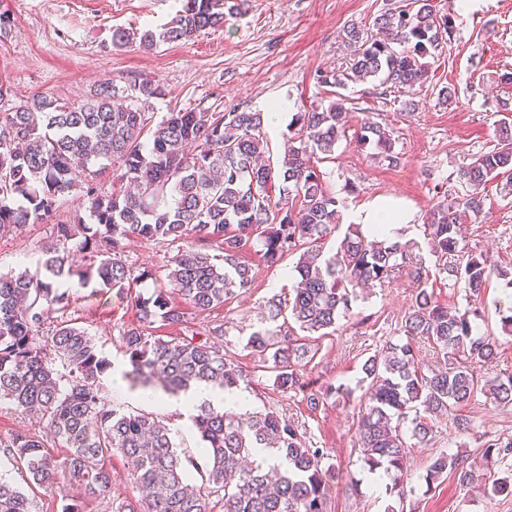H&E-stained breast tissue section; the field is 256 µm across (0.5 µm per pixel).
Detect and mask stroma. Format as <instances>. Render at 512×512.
Here are the masks:
<instances>
[{"label":"stroma","instance_id":"1","mask_svg":"<svg viewBox=\"0 0 512 512\" xmlns=\"http://www.w3.org/2000/svg\"><path fill=\"white\" fill-rule=\"evenodd\" d=\"M404 3L247 0L242 13L228 17L223 27L147 51L135 45L113 47V31L162 28L180 10L182 0H0L14 19L7 36L0 37V81L12 89L5 105L27 104L38 93L72 103L100 83L145 78L157 81L164 90L162 97L150 102L158 122L178 110L264 112L280 102L285 110L278 123L267 122L262 128L265 160L276 170L285 155L295 113L313 101L327 105L343 100L352 114L346 137L337 144L333 157L317 164L328 191L342 201L346 213L377 197L407 203L415 221L403 227L401 239L417 244L430 269L428 285L436 299L461 311L480 307L479 333L495 336L499 333L495 305L511 302L512 291L494 279L481 298H467L463 283L435 270L424 236V216L445 196L464 193L461 169L496 145L494 129L499 120L512 123V111L499 110L500 103L512 104V0H471L469 10L457 11L451 43L435 58L426 83L413 96L386 92L375 80L344 89L316 81L317 72L344 63L348 24L372 23L386 8ZM444 86L454 88L455 103L439 104L437 91ZM408 98L413 99L414 109H405ZM369 115L392 130L395 149L402 156L397 166L378 163L371 148L357 145L356 132ZM348 183L355 185V193L345 191ZM481 193L484 212L467 218L465 241L473 251L487 253L498 264L510 267L512 195L493 181ZM85 213L78 196H67L49 223L29 224L0 235V272L35 268L52 225L73 223ZM186 247L183 241L130 240L125 246L126 263L137 273L151 270L152 279L132 284L125 293L77 289L64 316L86 328L113 370L124 373L130 369L120 332L137 321V297H149L155 288L166 285L172 258ZM245 259L254 270L249 290L226 300L210 315L191 310L183 327L158 325L153 334L174 343L190 338L214 340L225 358L247 374L252 410H271L295 421L309 447L328 450L339 478L325 512H512V496L468 495L450 476L431 486L423 480L435 455L464 452L477 460L486 441L511 439L512 405L481 396L465 410L471 422L468 435H457L444 419L436 423L429 444L408 439L411 479L405 499L374 484L360 459L356 434L366 389L362 366L386 341L397 339L401 319L418 292L416 283L401 275L388 286L371 288L335 333L306 337L308 351L299 360L305 386L284 392L276 389L273 373L247 349L246 341L259 326L265 301L291 293L293 260L288 257L269 267L255 254H246ZM219 327L224 330L220 336L215 333ZM327 385L343 387L346 393L311 407L309 395ZM100 389L111 407L152 416L170 429L179 450L201 459L200 436L180 412L143 401L138 390L115 386L108 375L102 376ZM18 431L39 434L43 428L36 416L0 401V476L22 488L26 474L18 470L7 449ZM105 467L112 478L111 492L89 500L84 512H114L120 502L137 494L120 454L106 458Z\"/></svg>","mask_w":512,"mask_h":512}]
</instances>
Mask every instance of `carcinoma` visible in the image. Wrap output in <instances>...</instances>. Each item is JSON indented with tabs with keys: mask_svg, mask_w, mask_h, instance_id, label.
<instances>
[{
	"mask_svg": "<svg viewBox=\"0 0 512 512\" xmlns=\"http://www.w3.org/2000/svg\"><path fill=\"white\" fill-rule=\"evenodd\" d=\"M245 2L184 0L160 32L146 30L137 37L117 30L112 44L125 47L137 40L150 49L186 40L224 26L225 13L238 12ZM413 4L376 16L372 27L378 35L372 27L347 26L345 65L320 72L317 81L345 87L374 79L397 90L423 85L430 60L454 34L455 13L451 8L440 12L433 0ZM161 95V86L151 79L129 86L114 79L76 103L61 104L40 94L13 112L0 111V231L46 222L62 197L76 189L80 175L92 219L90 224L80 217L74 224L52 225L36 271L0 273V399L40 415L51 439L65 449L61 458L40 435L12 437L9 453L31 484L76 485L86 497L105 495L112 480L104 460L118 451L141 497L123 501L115 512H324L336 468L325 464L327 451L306 446L295 422L273 411L229 414L201 404L191 416L208 448L201 466L178 452L169 429L154 418L122 413L104 402L99 380L110 363L86 329L60 320L50 335L39 336L52 313L69 307L73 289L94 282L123 291L134 278L150 276L146 270L134 275L122 259L132 238L200 244L174 259L166 286L138 302L139 323L121 332L131 375L143 385L157 380L177 394L193 384L232 389L246 380L215 343L190 339L173 344L149 335L147 327L158 318L174 328L182 325L177 298L203 314L250 288L252 267L243 253L259 230L261 259L268 267L302 250L293 266L297 286L292 294L265 301L270 322L287 313L301 330L323 336L352 312L359 289L383 286L400 273L419 285L401 320L400 338L387 341L362 367L368 385L358 447L369 472L384 468L404 477L402 426L407 422L411 437L426 445L439 416L451 418L457 432L469 433L470 423L457 412L480 395L512 404V373L489 379L477 371L496 359L500 346L497 338L477 333L480 309L461 313L435 300L425 288L429 270L412 246L350 224L336 250H323L326 238L341 226V210L315 159L334 155L351 119L347 109L319 103L295 114V144L277 172L279 197L274 200L268 192L272 170L261 161L264 113L178 111L153 128V113L146 108ZM145 134L149 139L144 142ZM359 145L371 146L380 163L393 167L401 162L392 132L376 122H363ZM108 168L131 189L115 193L98 186L96 178ZM460 178L470 192L429 210L425 232L430 252L442 263L441 270L463 281L474 296L493 275L512 288V269L467 250L458 227L460 211L482 213L479 189L487 182L498 179L512 194L511 124L500 123L497 144L475 156ZM208 244L216 246L215 253L201 249ZM75 252L88 253L93 261L77 265ZM420 338L432 342L442 356L440 367L428 374L417 362ZM46 346L69 368L67 383L48 360ZM246 347L270 366L278 389L304 386L296 356L305 345L263 327L248 336ZM259 448L270 455L258 463L253 457ZM511 455L512 440L483 445L486 464ZM280 460L288 467L282 468ZM476 465L461 453L439 454L429 461L424 481L430 486L450 474L465 489L478 481ZM202 467L206 477L197 485L189 473ZM484 492L512 496V467ZM0 512H30L29 497L1 477Z\"/></svg>",
	"mask_w": 512,
	"mask_h": 512,
	"instance_id": "carcinoma-1",
	"label": "carcinoma"
}]
</instances>
